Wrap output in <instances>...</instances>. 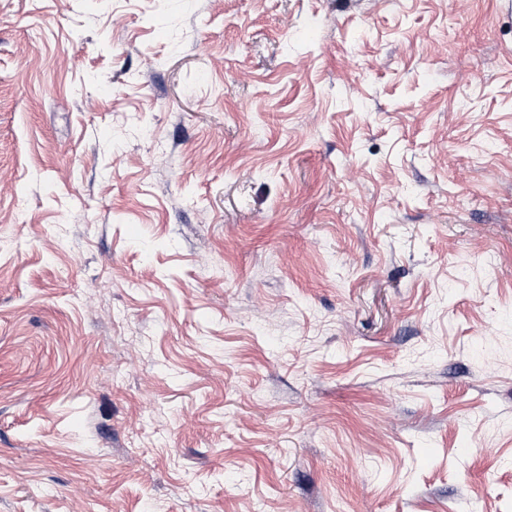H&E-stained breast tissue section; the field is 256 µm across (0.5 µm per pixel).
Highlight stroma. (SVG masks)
Wrapping results in <instances>:
<instances>
[{
  "label": "stroma",
  "mask_w": 512,
  "mask_h": 512,
  "mask_svg": "<svg viewBox=\"0 0 512 512\" xmlns=\"http://www.w3.org/2000/svg\"><path fill=\"white\" fill-rule=\"evenodd\" d=\"M0 512H512V0H0Z\"/></svg>",
  "instance_id": "35a3bbf8"
}]
</instances>
